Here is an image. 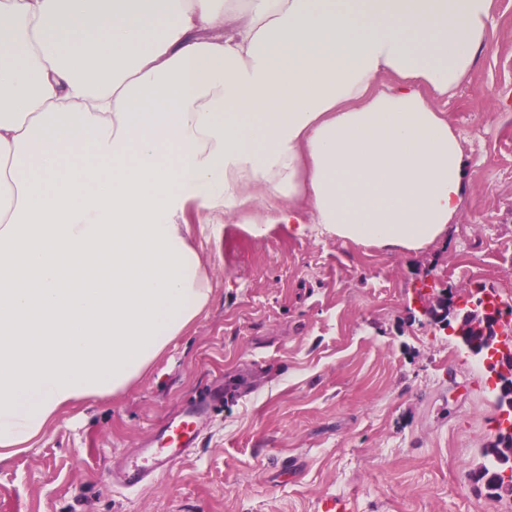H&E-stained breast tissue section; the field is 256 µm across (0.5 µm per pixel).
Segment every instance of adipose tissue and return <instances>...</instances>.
Segmentation results:
<instances>
[{
	"label": "adipose tissue",
	"mask_w": 512,
	"mask_h": 512,
	"mask_svg": "<svg viewBox=\"0 0 512 512\" xmlns=\"http://www.w3.org/2000/svg\"><path fill=\"white\" fill-rule=\"evenodd\" d=\"M495 0H0V460L208 307L188 204L417 251Z\"/></svg>",
	"instance_id": "1"
}]
</instances>
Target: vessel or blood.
<instances>
[{"mask_svg": "<svg viewBox=\"0 0 512 512\" xmlns=\"http://www.w3.org/2000/svg\"><path fill=\"white\" fill-rule=\"evenodd\" d=\"M209 405V399H200L187 408L179 419L158 427L155 436L161 440V447L149 449L146 463H134L123 469L121 478L124 485L136 487L154 483L165 475L176 461L197 447V425Z\"/></svg>", "mask_w": 512, "mask_h": 512, "instance_id": "b4317fda", "label": "vessel or blood"}]
</instances>
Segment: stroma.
<instances>
[{
    "instance_id": "stroma-1",
    "label": "stroma",
    "mask_w": 512,
    "mask_h": 512,
    "mask_svg": "<svg viewBox=\"0 0 512 512\" xmlns=\"http://www.w3.org/2000/svg\"><path fill=\"white\" fill-rule=\"evenodd\" d=\"M490 44L434 105L461 137L455 224L414 252L189 207L213 288L208 309L127 391L66 409L0 461V512H512L471 474L504 418L493 375L424 314L443 293L512 306V0ZM212 397L199 443L154 484L112 463Z\"/></svg>"
}]
</instances>
